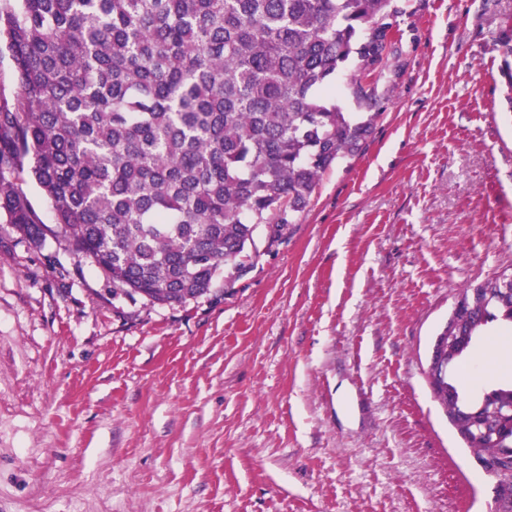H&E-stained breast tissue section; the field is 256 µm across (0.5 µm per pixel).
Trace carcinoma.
Instances as JSON below:
<instances>
[{
    "label": "carcinoma",
    "instance_id": "1",
    "mask_svg": "<svg viewBox=\"0 0 512 512\" xmlns=\"http://www.w3.org/2000/svg\"><path fill=\"white\" fill-rule=\"evenodd\" d=\"M401 0H0L17 74L0 100V211L51 236L112 283V298L176 306L231 287L264 227L279 241L322 173L356 157L382 116L378 82L401 37ZM351 72L344 85L338 77ZM354 103L348 112L340 94ZM29 173L51 227L18 181ZM475 336L512 323V273L489 278ZM480 458H512L498 388L464 409L433 389ZM495 512H512L498 480Z\"/></svg>",
    "mask_w": 512,
    "mask_h": 512
}]
</instances>
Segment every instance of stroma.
<instances>
[{"mask_svg": "<svg viewBox=\"0 0 512 512\" xmlns=\"http://www.w3.org/2000/svg\"><path fill=\"white\" fill-rule=\"evenodd\" d=\"M403 5L376 129L232 293L117 300L0 216V512H493L426 367L512 267V0Z\"/></svg>", "mask_w": 512, "mask_h": 512, "instance_id": "obj_1", "label": "stroma"}]
</instances>
